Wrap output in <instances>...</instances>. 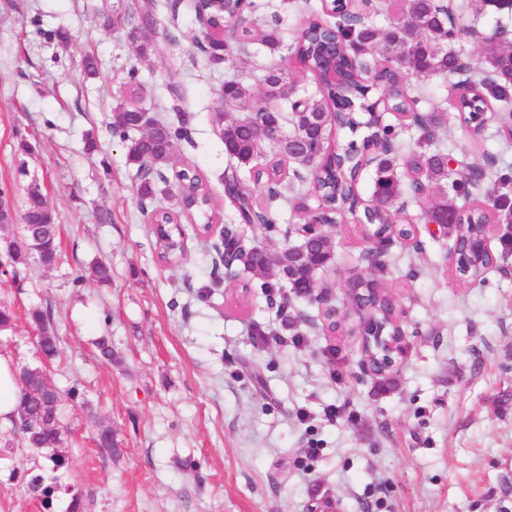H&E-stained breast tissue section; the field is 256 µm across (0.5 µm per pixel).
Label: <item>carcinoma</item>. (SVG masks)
Returning <instances> with one entry per match:
<instances>
[{
    "mask_svg": "<svg viewBox=\"0 0 512 512\" xmlns=\"http://www.w3.org/2000/svg\"><path fill=\"white\" fill-rule=\"evenodd\" d=\"M195 9H202L210 19L213 28L218 29L224 23V5L218 0H194ZM404 17L379 27L367 21L353 25L347 16L335 15L336 22L328 24L314 16L310 19L311 30L303 40L296 43L293 57L298 67L319 78L322 88L307 103L293 109L291 122L301 134L300 142L290 148L288 144L278 145L279 153L292 156L293 162L305 168L313 158L320 157L331 150L327 144L326 131L332 124L331 109H336L339 127L355 131L366 129L363 146L378 140L387 141L378 152L369 169L373 171L370 208L357 215L354 202L358 197V179L361 175V151L356 143L336 150V161L324 165L317 176L309 178V192L315 196L322 207L327 209L326 223H337L336 216L349 213L356 217L360 226L371 225L373 231L384 232L386 225L392 223L397 211L396 204L404 193L407 177L404 174V160L418 161L425 169L427 182L439 189L452 185L455 195L464 199L470 195V189L489 179L487 169L468 164L456 172L448 167V152L442 148L429 151L414 150L405 157L397 154V134L393 126L382 121L383 111L379 100L370 96L372 90H378L388 99L398 112H418V128L421 139L433 145L435 131L444 121L443 112L431 110L420 112L421 100L409 95L410 78L416 74L421 77L439 76L450 79L463 71L458 54L447 49L448 41L465 30V25L456 18L451 9H442L434 0H416L404 6ZM149 14L141 8L129 7L124 13L110 18V24L131 25L129 36L140 39L144 27L149 23ZM483 44L482 66L475 76H468L454 83L456 91L454 108L464 122L479 129L488 103L494 102L503 108L512 109V46L503 45L501 39L490 35L481 38ZM336 65L338 78L331 84L324 78L329 64ZM266 92L262 100L264 111L275 112L274 102L289 99L291 91L288 71L281 68H269L265 75ZM221 95L240 104L252 97L251 89L244 83L230 80L224 83ZM141 114L137 107L121 102L113 109L108 128L112 137L126 146L127 163L136 168L138 183L136 194L140 202L151 201L169 185L163 177L175 154L178 142L187 137V130L163 122H155L145 129L140 124ZM212 124L220 130L225 154L237 161V166L228 168L225 179L237 185L251 179L255 169L254 162L260 154L261 143L251 131V123L241 116L227 119L225 110L217 108L211 112ZM264 181L268 183L267 192L273 199L280 194H288L294 188L293 183L285 180L280 163H273L262 171ZM174 185L182 187L185 193L197 201L192 209L194 221L201 229L213 223V214L209 213L211 194L197 170L184 168L175 174ZM39 183L31 181L25 188L24 211L17 235L7 242L0 263L13 283L19 282V267L35 263L45 268L53 267L59 257V225L47 201L39 199ZM492 197L491 191H486ZM494 198V197H492ZM230 205L236 210L239 219L246 224L257 222L267 228L273 227L275 220L268 207L256 202L249 192L237 189L236 195L229 197ZM462 206L472 208L469 220L481 225L495 221L512 224V203L507 195L494 198L493 204H474L464 202ZM459 205L448 201V195L441 194L427 209L435 220L442 222L448 213ZM165 230L156 236L155 243L159 256L165 262L176 264L184 259L182 229L179 224L161 217ZM266 253L254 252L243 272L252 275L268 272ZM278 270L285 277H276L275 283H265L263 287L272 291H292L298 296L306 294L315 272L307 255L285 247L277 251ZM363 299L381 309L390 310L389 298L392 294L381 284L372 281L364 284ZM31 327L38 335L37 353L40 362L36 365L17 363L14 365L19 386L17 418L9 431L13 440L9 444H18L27 448L42 460L41 469L52 473L66 465L67 453L63 447L67 424L64 421L66 405H86V391L78 380L65 390L54 381L50 366L59 357V338L55 328L52 309L34 308L28 313ZM51 386L56 393L52 408L54 422L40 425L37 422L41 406L40 391ZM14 475L23 481L27 490L35 496L43 509L50 510L57 494L71 493L67 512H85L86 504L82 495L41 474L33 473L21 461L13 469Z\"/></svg>",
    "mask_w": 512,
    "mask_h": 512,
    "instance_id": "1",
    "label": "carcinoma"
}]
</instances>
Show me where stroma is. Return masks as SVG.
Listing matches in <instances>:
<instances>
[{
    "instance_id": "1",
    "label": "stroma",
    "mask_w": 512,
    "mask_h": 512,
    "mask_svg": "<svg viewBox=\"0 0 512 512\" xmlns=\"http://www.w3.org/2000/svg\"><path fill=\"white\" fill-rule=\"evenodd\" d=\"M322 5L269 0L246 22H278L280 48L234 42L214 64L204 27L183 8L155 10L162 49L145 55L128 26L106 24L126 0H0V188L19 212L24 187L39 182L61 226L59 262L20 270L23 286L9 301L17 327L0 334V353L34 360L28 313L52 307L61 339L54 378L62 388L81 380L88 399L67 417L69 466L59 480L83 491L87 512H512V279L491 269L473 285L452 272L454 232L432 235L422 221L434 187L407 209L418 245L394 241L374 268L343 220L329 231L333 261L317 274L340 292L374 278L395 294L408 350L382 389L360 373L357 314L332 336L307 298L277 309L257 278L241 298L234 282L218 278L213 239L192 233L181 265L161 261L150 215L175 201L161 194L140 204L136 170L107 128L128 97L154 117L183 121L191 140L170 171L195 168L211 185L215 224L235 223L222 180L228 158L209 114L232 78L253 97L227 115L249 112L272 66L290 69L298 96L315 94L291 53ZM499 25L512 31V11L482 12L476 35L456 44L466 64L480 62V37ZM57 28L70 44L48 40ZM84 49L99 59L97 79L81 71ZM132 71L141 84L134 97L124 86ZM412 84L445 110L437 142L507 177L512 194V138L495 122L479 133L461 125L448 107L449 81ZM23 140L30 155L18 151ZM274 214V230L241 226L247 243L299 244L290 228L305 223V211L282 201ZM97 260L110 265V282L88 278ZM103 336L115 364L99 355ZM94 414L107 419L118 454L97 447ZM312 446L317 456L307 455ZM21 457L18 448L0 451V512H43L12 474Z\"/></svg>"
}]
</instances>
